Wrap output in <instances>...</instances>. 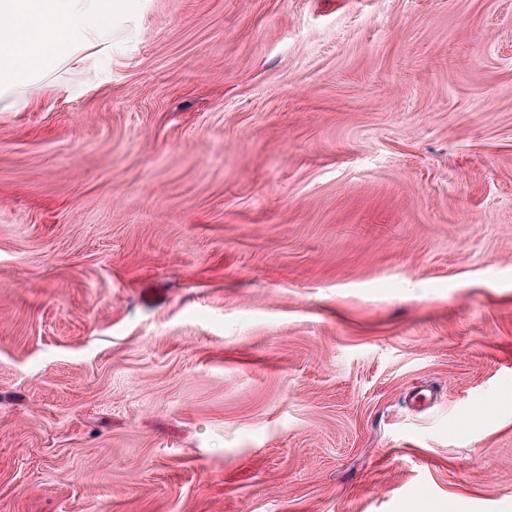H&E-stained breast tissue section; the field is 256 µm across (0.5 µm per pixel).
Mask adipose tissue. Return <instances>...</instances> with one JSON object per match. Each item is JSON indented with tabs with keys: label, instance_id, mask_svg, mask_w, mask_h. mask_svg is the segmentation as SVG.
<instances>
[{
	"label": "adipose tissue",
	"instance_id": "ef3b65f1",
	"mask_svg": "<svg viewBox=\"0 0 512 512\" xmlns=\"http://www.w3.org/2000/svg\"><path fill=\"white\" fill-rule=\"evenodd\" d=\"M137 0H0V96L24 88L23 106L48 89L46 76L79 62L82 47L107 43L112 19Z\"/></svg>",
	"mask_w": 512,
	"mask_h": 512
}]
</instances>
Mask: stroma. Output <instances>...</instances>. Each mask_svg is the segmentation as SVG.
I'll return each mask as SVG.
<instances>
[{"mask_svg":"<svg viewBox=\"0 0 512 512\" xmlns=\"http://www.w3.org/2000/svg\"><path fill=\"white\" fill-rule=\"evenodd\" d=\"M0 97V512H512V0H141Z\"/></svg>","mask_w":512,"mask_h":512,"instance_id":"35a3bbf8","label":"stroma"}]
</instances>
